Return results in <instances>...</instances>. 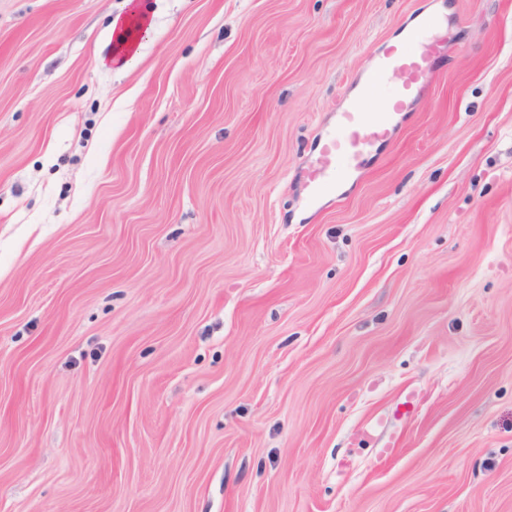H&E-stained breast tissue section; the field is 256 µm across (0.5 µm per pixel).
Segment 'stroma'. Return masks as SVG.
<instances>
[{
    "mask_svg": "<svg viewBox=\"0 0 512 512\" xmlns=\"http://www.w3.org/2000/svg\"><path fill=\"white\" fill-rule=\"evenodd\" d=\"M437 1L429 94L308 203ZM0 512H512V0H0Z\"/></svg>",
    "mask_w": 512,
    "mask_h": 512,
    "instance_id": "stroma-1",
    "label": "stroma"
}]
</instances>
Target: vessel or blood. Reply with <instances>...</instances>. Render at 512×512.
<instances>
[{
	"mask_svg": "<svg viewBox=\"0 0 512 512\" xmlns=\"http://www.w3.org/2000/svg\"><path fill=\"white\" fill-rule=\"evenodd\" d=\"M441 26L440 17H427L404 45L367 61L364 81L352 98L337 106L334 126L303 171L310 200L335 191L396 135L400 119L414 109L433 81L434 63L446 49L434 37ZM396 72L406 73V81L390 83V74Z\"/></svg>",
	"mask_w": 512,
	"mask_h": 512,
	"instance_id": "1",
	"label": "vessel or blood"
}]
</instances>
